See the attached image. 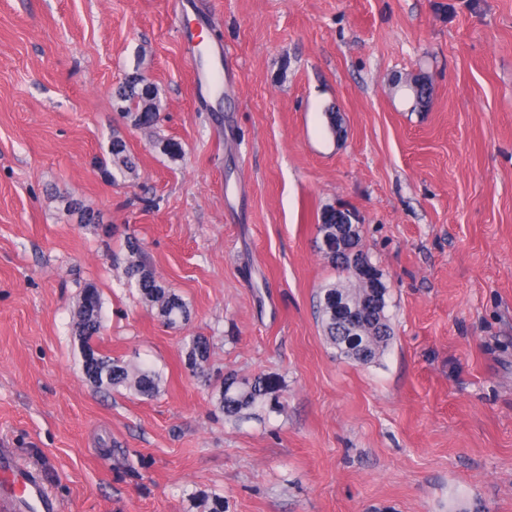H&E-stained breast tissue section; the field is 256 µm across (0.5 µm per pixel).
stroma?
I'll list each match as a JSON object with an SVG mask.
<instances>
[{
	"label": "stroma",
	"mask_w": 512,
	"mask_h": 512,
	"mask_svg": "<svg viewBox=\"0 0 512 512\" xmlns=\"http://www.w3.org/2000/svg\"><path fill=\"white\" fill-rule=\"evenodd\" d=\"M181 3L231 51L206 104ZM136 70L160 92L155 144L112 104ZM408 73L432 80L424 110L392 88ZM116 131L137 170L113 180ZM329 207L388 289L394 338L368 365L316 318L339 277L318 250ZM130 236L187 323L127 285ZM88 285L96 345L151 365L156 396L86 380ZM231 372L275 381L280 410L225 420L210 395ZM0 445L61 512L215 494L226 512H512V0H0ZM209 340L204 336H193L186 344V365L196 369V373H204L209 359Z\"/></svg>",
	"instance_id": "stroma-1"
}]
</instances>
